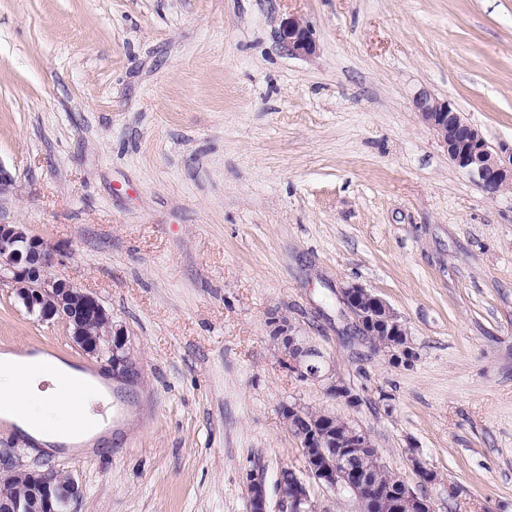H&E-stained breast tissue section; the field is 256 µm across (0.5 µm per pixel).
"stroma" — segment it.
Listing matches in <instances>:
<instances>
[{"label":"stroma","instance_id":"1","mask_svg":"<svg viewBox=\"0 0 512 512\" xmlns=\"http://www.w3.org/2000/svg\"><path fill=\"white\" fill-rule=\"evenodd\" d=\"M291 17L314 55L279 40ZM422 90L511 143L512 0H0V221L54 248L135 368L92 450L1 422L0 448L71 473L74 512H248L252 473L277 512L281 469L305 471L295 403L366 430L435 512H512V190L456 168ZM354 283L406 323L410 366L350 334ZM281 317L325 380L289 371ZM5 348L112 372L2 281ZM278 37L295 56L305 57L316 52L313 30L307 22L299 18H290L284 22Z\"/></svg>","mask_w":512,"mask_h":512}]
</instances>
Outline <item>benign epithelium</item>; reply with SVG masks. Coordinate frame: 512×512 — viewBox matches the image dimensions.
<instances>
[{
  "instance_id": "obj_1",
  "label": "benign epithelium",
  "mask_w": 512,
  "mask_h": 512,
  "mask_svg": "<svg viewBox=\"0 0 512 512\" xmlns=\"http://www.w3.org/2000/svg\"><path fill=\"white\" fill-rule=\"evenodd\" d=\"M279 39L293 55L316 52L311 26L290 18ZM419 121L446 148L455 166L496 194L512 188V144L489 145L483 133L467 121L446 99L422 91L413 100ZM54 249L31 234L24 224L0 223V276L12 285L25 310L46 323H60L72 344L84 354H108L113 374L131 369V358L122 329L92 292L51 276ZM339 301L349 313L352 333L376 337L374 349L392 366H408L416 357L409 330L401 316L380 296L359 284L340 290ZM273 341L288 358V369L303 379L321 378V353L306 338L293 333L288 320L273 321ZM289 433L305 456L309 474L327 488L355 500L356 512H373V504L385 501L391 512H433L431 502L400 478L389 485L375 479L384 467L371 436L349 422H336L325 411L297 404L282 408ZM277 483L280 512H328L312 500L305 480L292 469ZM250 512H268L262 478L248 482ZM82 494V486L70 474L53 468H23L14 448H0V512H68Z\"/></svg>"
}]
</instances>
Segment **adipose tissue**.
<instances>
[{
    "label": "adipose tissue",
    "mask_w": 512,
    "mask_h": 512,
    "mask_svg": "<svg viewBox=\"0 0 512 512\" xmlns=\"http://www.w3.org/2000/svg\"><path fill=\"white\" fill-rule=\"evenodd\" d=\"M107 388L70 362L46 354L0 351V421L45 450L74 451L106 432L95 406Z\"/></svg>",
    "instance_id": "1"
}]
</instances>
